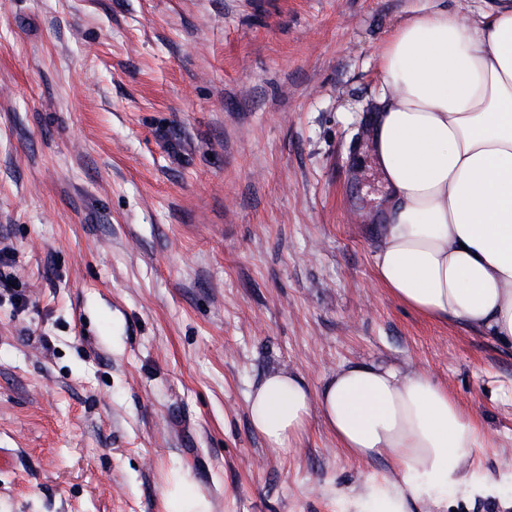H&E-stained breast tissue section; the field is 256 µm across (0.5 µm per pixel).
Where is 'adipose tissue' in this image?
Returning <instances> with one entry per match:
<instances>
[{
    "mask_svg": "<svg viewBox=\"0 0 512 512\" xmlns=\"http://www.w3.org/2000/svg\"><path fill=\"white\" fill-rule=\"evenodd\" d=\"M382 93L369 129L389 191V222L374 253L378 285L441 322L512 344V0L480 21L456 11L412 16L379 50ZM253 429L288 452L320 414L338 448L388 457L344 512L440 506L450 488L482 489L473 465L493 435L426 371L343 363L310 388L292 371L249 391Z\"/></svg>",
    "mask_w": 512,
    "mask_h": 512,
    "instance_id": "obj_1",
    "label": "adipose tissue"
}]
</instances>
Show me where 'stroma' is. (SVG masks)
<instances>
[{
  "mask_svg": "<svg viewBox=\"0 0 512 512\" xmlns=\"http://www.w3.org/2000/svg\"><path fill=\"white\" fill-rule=\"evenodd\" d=\"M490 0H0V512H342L366 475L319 415L282 453L247 395L274 370L428 371L495 437L512 512V347L404 308L374 277L377 54L410 16ZM486 383L491 387V401L497 405L512 407V377L487 374ZM164 512H210L209 502L188 475H183L164 492Z\"/></svg>",
  "mask_w": 512,
  "mask_h": 512,
  "instance_id": "1",
  "label": "stroma"
}]
</instances>
